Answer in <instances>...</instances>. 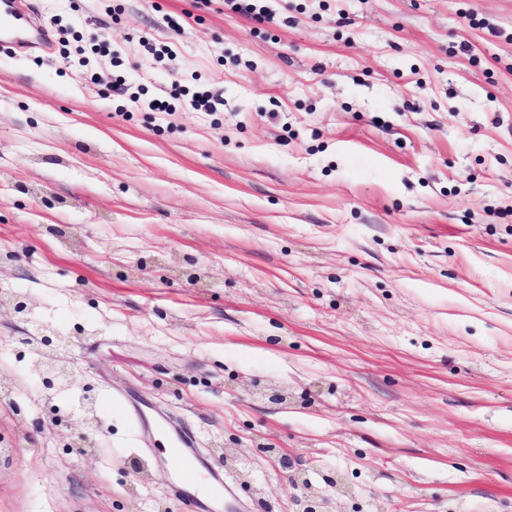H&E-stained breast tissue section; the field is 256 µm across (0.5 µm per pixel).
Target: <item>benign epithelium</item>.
I'll return each mask as SVG.
<instances>
[{"mask_svg":"<svg viewBox=\"0 0 512 512\" xmlns=\"http://www.w3.org/2000/svg\"><path fill=\"white\" fill-rule=\"evenodd\" d=\"M55 336L44 333L39 338V344L44 348L38 364V375L42 386L51 391H63L77 387L81 390L80 408L85 414L82 429L75 433L73 445L78 448H93L92 441L93 421H95L96 392L94 386L85 382L76 373L75 369L66 365L63 357L53 349ZM292 485L302 487L305 491L307 506L305 512H325L323 498L310 491L309 482L305 479H291Z\"/></svg>","mask_w":512,"mask_h":512,"instance_id":"1","label":"benign epithelium"}]
</instances>
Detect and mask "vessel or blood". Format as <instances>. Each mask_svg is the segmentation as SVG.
Listing matches in <instances>:
<instances>
[{"mask_svg": "<svg viewBox=\"0 0 512 512\" xmlns=\"http://www.w3.org/2000/svg\"><path fill=\"white\" fill-rule=\"evenodd\" d=\"M32 25V17L17 0H0V43L16 46L25 43ZM158 432L169 437V455L178 464L171 491L185 503L188 512H208L216 503L223 504L224 512H237L233 487L225 483L223 472L211 468L198 454L193 435L166 422L153 423L145 435L150 438Z\"/></svg>", "mask_w": 512, "mask_h": 512, "instance_id": "vessel-or-blood-1", "label": "vessel or blood"}]
</instances>
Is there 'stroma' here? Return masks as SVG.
<instances>
[{
  "label": "stroma",
  "mask_w": 512,
  "mask_h": 512,
  "mask_svg": "<svg viewBox=\"0 0 512 512\" xmlns=\"http://www.w3.org/2000/svg\"><path fill=\"white\" fill-rule=\"evenodd\" d=\"M255 3L21 0L49 46L0 50V295L34 304L0 305V512H184L129 394L245 512H302L291 475L329 512H512V0ZM56 336L44 333L39 344L45 349L38 364V375L42 386L51 391H63L77 387L81 390L80 408L85 414L82 429L75 433L73 445L78 448H95L92 441L93 421H95L96 392L89 382L82 381L75 369L68 367L64 357L59 356L51 347Z\"/></svg>",
  "instance_id": "1"
}]
</instances>
